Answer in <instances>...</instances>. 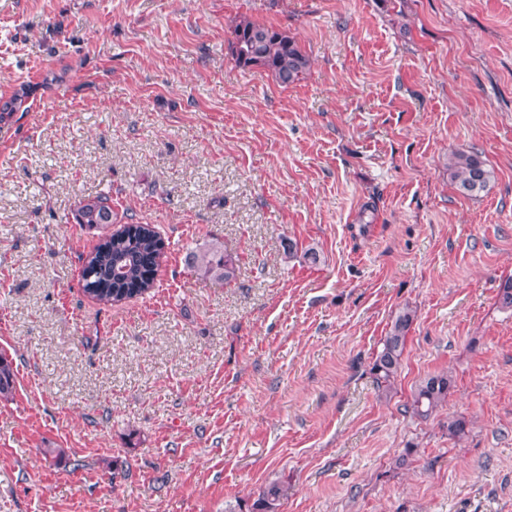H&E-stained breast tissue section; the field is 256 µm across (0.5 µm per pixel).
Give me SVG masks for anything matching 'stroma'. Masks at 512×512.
<instances>
[{"mask_svg": "<svg viewBox=\"0 0 512 512\" xmlns=\"http://www.w3.org/2000/svg\"><path fill=\"white\" fill-rule=\"evenodd\" d=\"M243 18L305 78L238 66ZM4 92L0 512H224L272 482L280 512H512V0H0ZM458 152L494 172L476 196ZM100 193L111 223H76ZM126 224L167 256L106 305L83 260ZM214 243L234 279L188 264ZM231 35L230 53L239 66L263 67L283 86L301 81L311 68L309 56L285 30L243 19ZM448 171L457 190L465 196L485 191L492 177L484 161L475 154H454L448 164ZM415 319L411 308H404L392 320L389 329L382 340L381 350L373 359L370 371L374 376L377 388L389 391L399 369L406 346L407 335ZM453 387V379L448 373H438L424 378L414 389L410 409L419 417L428 418L446 402Z\"/></svg>", "mask_w": 512, "mask_h": 512, "instance_id": "stroma-1", "label": "stroma"}]
</instances>
